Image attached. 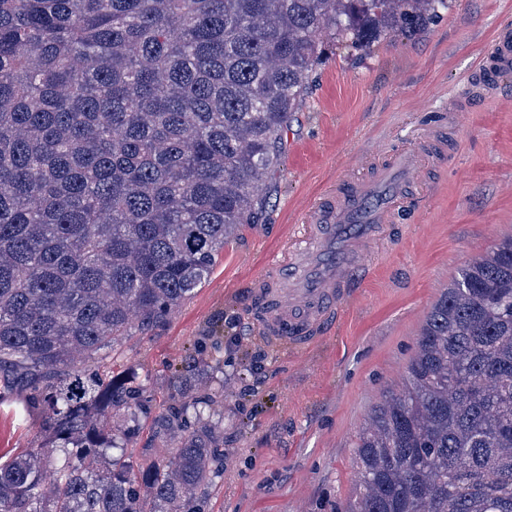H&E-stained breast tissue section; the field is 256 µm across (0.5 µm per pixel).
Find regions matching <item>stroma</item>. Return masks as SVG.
<instances>
[{
  "label": "stroma",
  "mask_w": 512,
  "mask_h": 512,
  "mask_svg": "<svg viewBox=\"0 0 512 512\" xmlns=\"http://www.w3.org/2000/svg\"><path fill=\"white\" fill-rule=\"evenodd\" d=\"M505 24L512 0H450L416 35L393 33L367 50L327 45L258 221L240 225L206 283L166 321L132 330L107 359L153 396V417L127 455L153 460L152 420L173 404V374L195 389L211 381L192 359L218 327L224 481L208 512H347L356 436L401 384L431 307L468 260L512 235V73L499 92L480 81ZM406 147L422 154L410 199L384 226L336 326L303 349L273 345L251 315L257 277L295 243L315 197L368 178ZM42 440V418L22 397L0 404V462Z\"/></svg>",
  "instance_id": "stroma-1"
}]
</instances>
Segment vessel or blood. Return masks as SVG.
Here are the masks:
<instances>
[{
  "label": "vessel or blood",
  "mask_w": 512,
  "mask_h": 512,
  "mask_svg": "<svg viewBox=\"0 0 512 512\" xmlns=\"http://www.w3.org/2000/svg\"><path fill=\"white\" fill-rule=\"evenodd\" d=\"M487 58L492 86L512 70V28L498 31ZM418 166L416 152L399 151L369 180L317 198L303 227L305 248L289 249L255 284L259 326L274 343L308 346L336 323L381 225L406 204Z\"/></svg>",
  "instance_id": "1"
}]
</instances>
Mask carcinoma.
I'll list each match as a JSON object with an SVG mask.
<instances>
[{
  "label": "carcinoma",
  "mask_w": 512,
  "mask_h": 512,
  "mask_svg": "<svg viewBox=\"0 0 512 512\" xmlns=\"http://www.w3.org/2000/svg\"><path fill=\"white\" fill-rule=\"evenodd\" d=\"M448 7L0 0V400L24 393L44 432L0 463V512H207L218 394L173 380L143 466L112 449L148 418L145 386L86 364L258 220L326 44L411 36ZM355 448L349 512H512V237L460 269Z\"/></svg>",
  "instance_id": "obj_1"
}]
</instances>
